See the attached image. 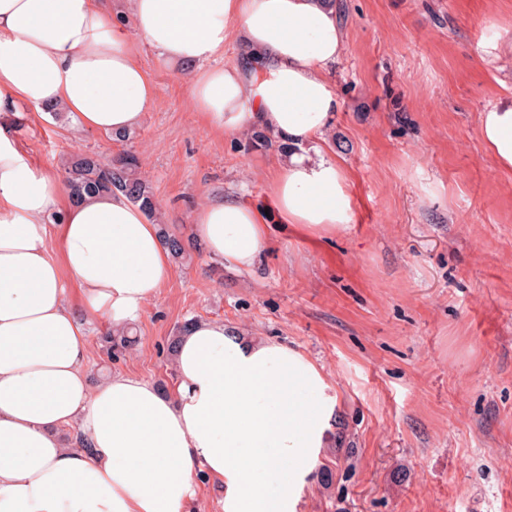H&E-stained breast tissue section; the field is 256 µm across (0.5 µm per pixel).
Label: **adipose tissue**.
I'll use <instances>...</instances> for the list:
<instances>
[{
  "label": "adipose tissue",
  "mask_w": 512,
  "mask_h": 512,
  "mask_svg": "<svg viewBox=\"0 0 512 512\" xmlns=\"http://www.w3.org/2000/svg\"><path fill=\"white\" fill-rule=\"evenodd\" d=\"M130 23L101 0H0V512H190L195 470L222 481L224 512H295L331 435L338 398L321 368L221 322L198 323L161 391L116 373L90 386L88 315L134 321L172 274L155 224L123 196L65 204L56 178L28 161L10 119L63 111L83 130L118 134L156 86L148 43L192 66L190 98L225 135L264 129L284 146L273 216L234 197L195 215L207 252L251 271L269 223L333 231L351 221L348 176L322 147L341 107L327 74L345 34L334 0H126ZM236 41L237 61L207 62ZM481 137L512 169V107L481 116ZM80 422L91 451L65 443Z\"/></svg>",
  "instance_id": "ef3b65f1"
}]
</instances>
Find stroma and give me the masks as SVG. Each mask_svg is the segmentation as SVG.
<instances>
[{"mask_svg":"<svg viewBox=\"0 0 512 512\" xmlns=\"http://www.w3.org/2000/svg\"><path fill=\"white\" fill-rule=\"evenodd\" d=\"M345 49L328 74L341 108L326 148L352 221L317 235L271 224L252 273L192 251L113 358L86 320L91 384L117 372L167 389L178 325L221 321L295 349L339 399L333 439L295 512H512V170L480 134L512 106V0H336ZM157 96L130 144L170 228L234 194L270 203L277 147L249 149L197 112L189 69L148 44ZM13 133L57 178L75 151L109 160L110 134L20 105Z\"/></svg>","mask_w":512,"mask_h":512,"instance_id":"35a3bbf8","label":"stroma"}]
</instances>
